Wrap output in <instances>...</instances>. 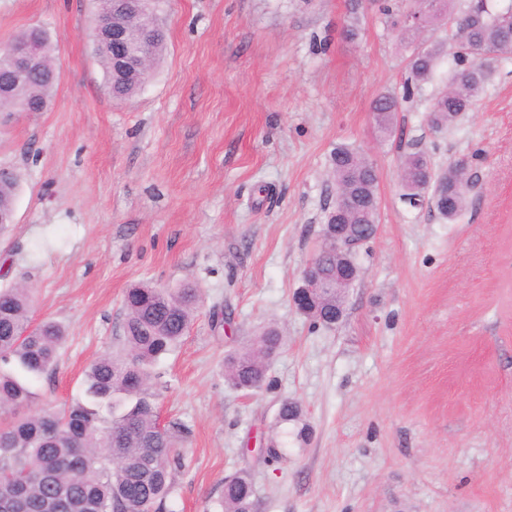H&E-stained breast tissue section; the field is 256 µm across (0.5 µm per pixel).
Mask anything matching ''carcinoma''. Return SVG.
Instances as JSON below:
<instances>
[{
  "label": "carcinoma",
  "mask_w": 512,
  "mask_h": 512,
  "mask_svg": "<svg viewBox=\"0 0 512 512\" xmlns=\"http://www.w3.org/2000/svg\"><path fill=\"white\" fill-rule=\"evenodd\" d=\"M423 30L442 25L448 32L456 67L448 77V88L433 98L426 121L440 131L458 116L471 110L484 92L504 55L512 54V3L501 7L496 0H469L463 11L454 0H436L432 8L422 6ZM159 0L143 2L144 15L131 17L127 24L143 36V47L155 61L166 34L149 28L156 17ZM420 31L399 22L401 44L408 52L412 78L427 80L434 69L440 46H420ZM40 41L41 54L32 67L29 81L13 86L9 63L0 61V88H13L11 104L45 111L51 101L55 81V43L45 31L31 27L19 32L11 43ZM103 67L106 87L115 99L131 96L141 88L139 77H123L115 70L112 53L95 45ZM412 94L404 84L402 92L380 94L372 106L378 130L391 131L402 100ZM428 160L410 154L401 164L400 198L430 205L442 218L452 220L466 207L471 184L470 165L448 164V200H441L438 179H423ZM336 182V201L326 210L322 233L330 224H353L363 235L367 225L378 223V172L360 150L338 145L330 158ZM18 175L11 171L0 178V210H14ZM328 272L336 264L347 265L357 280L360 269L354 254L342 260L331 242L325 241L316 253ZM200 302L199 289L186 283L179 288L136 285L124 297L126 319L123 349L96 360L86 374L85 400L61 410L46 408L36 414L26 409L34 397L32 382L49 374L57 361L65 328L52 320L37 324L30 319L32 295L24 285L0 289V512H159L173 493V473L182 467L184 431L161 427L151 392L153 367L169 354L188 332ZM336 297L310 304L305 316L332 327ZM279 330L268 325L250 342L233 351L224 363L226 381L236 389L256 391L266 385L270 351L280 348ZM276 428L281 434L306 438L308 428L301 423L298 405L283 400ZM253 487L245 476L224 484L221 501L224 512H250Z\"/></svg>",
  "instance_id": "carcinoma-1"
}]
</instances>
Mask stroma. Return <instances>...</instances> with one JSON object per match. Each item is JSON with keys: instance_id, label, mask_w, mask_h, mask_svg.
<instances>
[{"instance_id": "obj_1", "label": "stroma", "mask_w": 512, "mask_h": 512, "mask_svg": "<svg viewBox=\"0 0 512 512\" xmlns=\"http://www.w3.org/2000/svg\"><path fill=\"white\" fill-rule=\"evenodd\" d=\"M406 7L163 0L164 53L120 100L93 50L96 0H0V45L31 26L58 39L47 111L0 112V166L19 176L0 288L29 282L32 321L68 331L33 384L37 407L80 397L90 364L122 340L128 288L202 293L154 368L162 423L189 430L169 512H221L240 472L256 512H512V57L436 132L426 111L455 66L442 50L380 138L371 104L409 76L394 25ZM341 143L377 167L379 229L355 253L344 319L325 328L292 294L321 243ZM412 153L437 169L473 157L454 221L401 200ZM271 321L283 341L269 386L233 388L225 355ZM286 399L309 435L271 461L262 447Z\"/></svg>"}]
</instances>
